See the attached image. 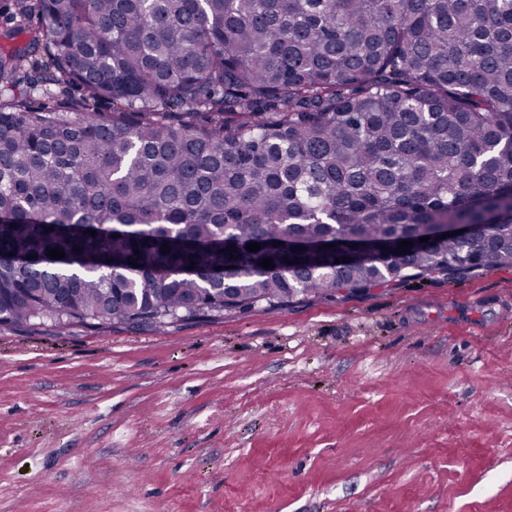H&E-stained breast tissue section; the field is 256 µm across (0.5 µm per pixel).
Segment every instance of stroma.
<instances>
[{
    "label": "stroma",
    "mask_w": 512,
    "mask_h": 512,
    "mask_svg": "<svg viewBox=\"0 0 512 512\" xmlns=\"http://www.w3.org/2000/svg\"><path fill=\"white\" fill-rule=\"evenodd\" d=\"M0 512H512V267L0 326Z\"/></svg>",
    "instance_id": "1"
}]
</instances>
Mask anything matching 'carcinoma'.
<instances>
[{
    "label": "carcinoma",
    "mask_w": 512,
    "mask_h": 512,
    "mask_svg": "<svg viewBox=\"0 0 512 512\" xmlns=\"http://www.w3.org/2000/svg\"><path fill=\"white\" fill-rule=\"evenodd\" d=\"M510 224L512 0H15L0 29V325L464 278L512 267ZM327 244L330 243L321 244L318 247L321 250L336 252V257L340 258V261H342V257H348V261L343 263H351L362 259H373L381 262L389 255L395 253L393 248L388 244L352 240L346 237L337 239L336 242L333 243L334 248H324V245ZM354 244H357V247H354ZM382 245H385V250H381Z\"/></svg>",
    "instance_id": "carcinoma-1"
}]
</instances>
